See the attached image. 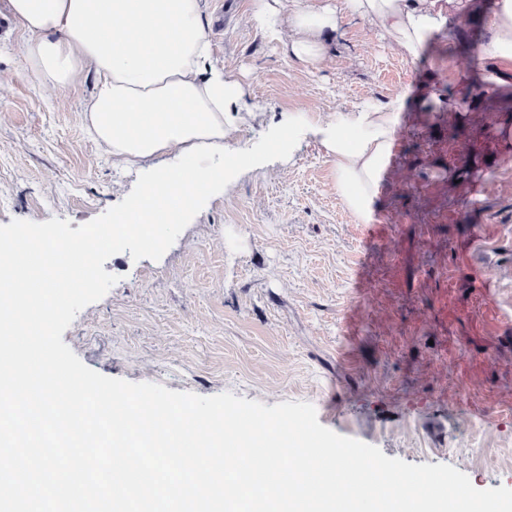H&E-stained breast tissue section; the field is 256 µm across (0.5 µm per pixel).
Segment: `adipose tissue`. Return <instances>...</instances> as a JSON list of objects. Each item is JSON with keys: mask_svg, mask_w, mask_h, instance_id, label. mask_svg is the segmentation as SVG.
<instances>
[{"mask_svg": "<svg viewBox=\"0 0 512 512\" xmlns=\"http://www.w3.org/2000/svg\"><path fill=\"white\" fill-rule=\"evenodd\" d=\"M27 34L24 69L52 93L82 74L94 83L81 117L114 166L148 172L140 190L113 218L114 230L140 225L144 245L161 216H184L225 174L249 163L246 149L228 151L236 126L256 119L238 82L210 49L211 0H0ZM475 0H291L288 10L256 0L254 21L283 39L306 65L327 54L325 36L342 13L389 37L393 50L416 57L449 20H465ZM485 56L512 61V0H494ZM406 96L367 105L311 126L334 163L336 193L361 224L372 220L377 191ZM174 159L171 167L158 160Z\"/></svg>", "mask_w": 512, "mask_h": 512, "instance_id": "ef3b65f1", "label": "adipose tissue"}]
</instances>
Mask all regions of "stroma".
<instances>
[{
	"instance_id": "1",
	"label": "stroma",
	"mask_w": 512,
	"mask_h": 512,
	"mask_svg": "<svg viewBox=\"0 0 512 512\" xmlns=\"http://www.w3.org/2000/svg\"><path fill=\"white\" fill-rule=\"evenodd\" d=\"M225 75L261 120L227 136L238 167L160 260L111 256L118 278L62 339L90 369L173 391L271 406L314 405L333 432L414 464L445 463L479 489L512 488V273L473 286L475 252L512 257V152L489 144L479 181L448 169L466 129L402 115L373 220L336 194L334 164L310 125L437 80L467 100L484 60H459L438 33L398 55L367 22L343 17L313 67L249 23L253 0H211ZM26 34L0 37V225L53 218L78 228L122 201L138 171L114 167L86 135L93 80L44 92L24 71ZM302 119L290 153L270 142ZM495 307L496 324L483 317Z\"/></svg>"
}]
</instances>
